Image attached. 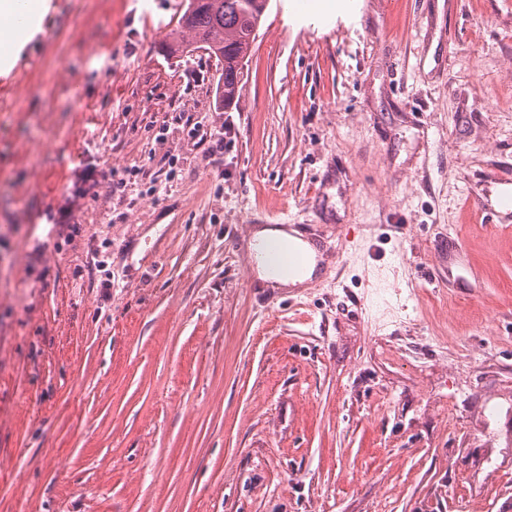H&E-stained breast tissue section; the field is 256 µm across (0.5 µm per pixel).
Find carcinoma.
Segmentation results:
<instances>
[{"label":"carcinoma","instance_id":"cac0c4a2","mask_svg":"<svg viewBox=\"0 0 512 512\" xmlns=\"http://www.w3.org/2000/svg\"><path fill=\"white\" fill-rule=\"evenodd\" d=\"M268 0H187L178 25L164 42L167 55L180 58L201 43L221 65L224 106L238 96L246 59Z\"/></svg>","mask_w":512,"mask_h":512}]
</instances>
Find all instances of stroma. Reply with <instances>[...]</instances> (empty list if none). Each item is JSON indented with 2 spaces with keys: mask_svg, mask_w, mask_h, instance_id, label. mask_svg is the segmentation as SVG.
<instances>
[{
  "mask_svg": "<svg viewBox=\"0 0 512 512\" xmlns=\"http://www.w3.org/2000/svg\"><path fill=\"white\" fill-rule=\"evenodd\" d=\"M297 2L229 107L182 0H48L0 73V512H512V0ZM251 224L334 253L268 294ZM473 209L477 215L482 216L491 224H511L512 223V190L506 192L494 200H490L488 207L476 200L473 203Z\"/></svg>",
  "mask_w": 512,
  "mask_h": 512,
  "instance_id": "35a3bbf8",
  "label": "stroma"
}]
</instances>
